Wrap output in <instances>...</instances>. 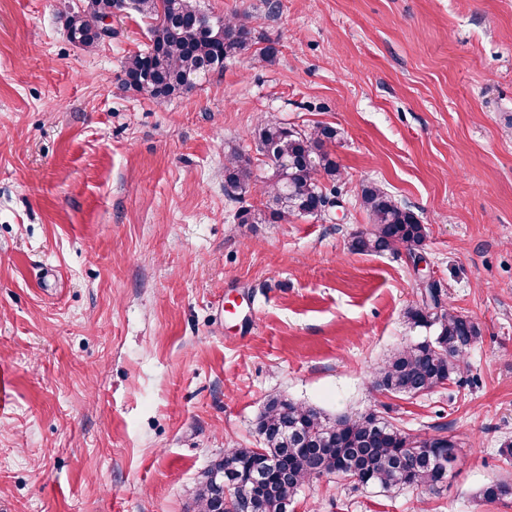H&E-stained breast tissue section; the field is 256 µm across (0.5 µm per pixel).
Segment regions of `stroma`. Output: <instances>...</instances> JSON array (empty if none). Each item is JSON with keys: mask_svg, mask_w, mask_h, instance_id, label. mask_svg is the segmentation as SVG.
I'll list each match as a JSON object with an SVG mask.
<instances>
[{"mask_svg": "<svg viewBox=\"0 0 512 512\" xmlns=\"http://www.w3.org/2000/svg\"><path fill=\"white\" fill-rule=\"evenodd\" d=\"M82 2L0 0V512H188L279 394L462 443L437 492L323 478L294 512H512L477 496L512 479V0H199L253 45L161 104L121 81L149 20L88 50ZM269 116L340 131L339 205L285 223L227 196L231 152L269 173ZM370 183L425 224L418 254L352 251ZM425 280L481 337L434 392L376 390L426 336Z\"/></svg>", "mask_w": 512, "mask_h": 512, "instance_id": "stroma-1", "label": "stroma"}]
</instances>
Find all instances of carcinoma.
Listing matches in <instances>:
<instances>
[{"label": "carcinoma", "instance_id": "1", "mask_svg": "<svg viewBox=\"0 0 512 512\" xmlns=\"http://www.w3.org/2000/svg\"><path fill=\"white\" fill-rule=\"evenodd\" d=\"M104 2L86 0L85 9L69 20L68 27L79 34L85 48L99 46L96 29ZM133 7L151 21V38L144 49L126 58L122 82L156 102L191 91L207 74L224 68V61L251 46V28L244 21L212 17L198 0H133ZM338 136L331 126L302 131L268 119L258 128L257 150L271 162L272 174L262 178L250 157L234 151L224 165V189L240 195L261 181L272 220L316 216L330 199L321 179H341L329 150ZM360 207L368 227L353 236L354 251L380 254L423 245L426 228L418 216L382 187H364ZM428 293L431 302L408 308L406 318L433 334L389 356L373 375L377 389L425 395L460 372L478 341L479 328L469 316L453 309L437 312V292L430 288ZM256 432L261 447L227 448L203 473L191 512L220 508V485L211 477L213 472L252 481L246 512H289L299 490L323 477L347 478L384 493L404 487L433 490L448 480L460 458L448 452L456 443L452 435L412 436L370 410L331 418L286 397L268 400ZM480 496L488 502L511 498L512 479L488 483Z\"/></svg>", "mask_w": 512, "mask_h": 512}]
</instances>
